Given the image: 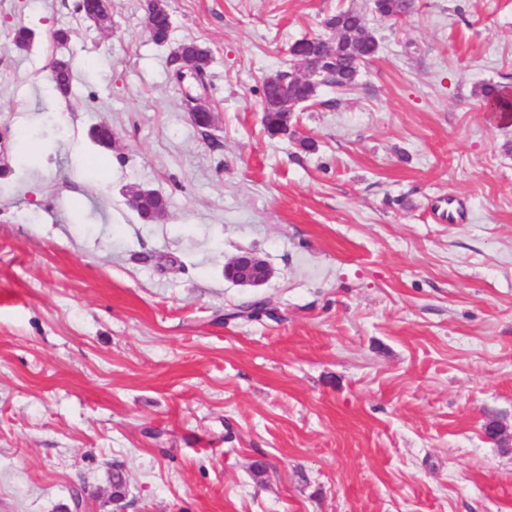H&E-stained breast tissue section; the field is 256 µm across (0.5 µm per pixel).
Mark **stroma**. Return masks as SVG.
Masks as SVG:
<instances>
[{
	"instance_id": "stroma-1",
	"label": "stroma",
	"mask_w": 512,
	"mask_h": 512,
	"mask_svg": "<svg viewBox=\"0 0 512 512\" xmlns=\"http://www.w3.org/2000/svg\"><path fill=\"white\" fill-rule=\"evenodd\" d=\"M167 5L159 44L146 0H0V512H113L117 465L124 512H512V0ZM340 8L377 54L269 138L263 77ZM167 3V1H164ZM164 2L161 0H152L148 5V12L146 17V26L150 31L152 29L151 19L156 11L164 10ZM170 26L164 17L156 18L152 29V37L157 43H162L170 36ZM410 0H373V10L382 19L397 21L407 14ZM181 52L185 58L190 60H182L179 61L181 63V67L178 72V79L180 82L184 81L186 78H194L196 80H200L199 73L204 75L206 73V69L209 62V54L208 51L201 48L194 42H184L181 43ZM196 62L197 71L195 63ZM140 204L134 209L145 219H150L151 215L167 211V200L152 190L139 189ZM260 259L252 253H245L235 257L224 267L225 277L240 284L259 286L268 281L271 272L268 267L265 268V275L248 278V273ZM244 275V277H242Z\"/></svg>"
}]
</instances>
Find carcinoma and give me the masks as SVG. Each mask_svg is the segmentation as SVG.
Segmentation results:
<instances>
[{"instance_id":"1","label":"carcinoma","mask_w":512,"mask_h":512,"mask_svg":"<svg viewBox=\"0 0 512 512\" xmlns=\"http://www.w3.org/2000/svg\"><path fill=\"white\" fill-rule=\"evenodd\" d=\"M410 7L408 0H373V10L382 19L396 21L407 14ZM327 29L334 33L333 40L339 47L338 61L335 76L329 78L328 86L335 88H348L352 86L361 65L370 61L376 55L375 40L364 27L362 15L352 9H341L324 20ZM182 55L196 62L200 74H205L209 62L208 51L194 42L181 44ZM52 71L56 72L54 82L56 89L67 94L71 89L72 68L70 62L57 59L53 63ZM284 79L288 86L294 88L298 98L304 102L317 96V91L304 83L297 85L294 79V69L285 71ZM484 101L504 111L512 109V101L499 94L498 89L486 85L481 90ZM140 204L137 213L148 219L151 215L167 211V200L152 190H140Z\"/></svg>"}]
</instances>
